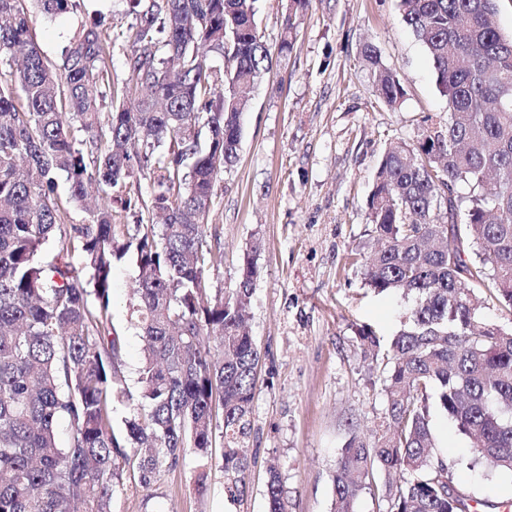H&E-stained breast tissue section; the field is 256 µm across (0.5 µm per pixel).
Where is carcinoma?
Returning a JSON list of instances; mask_svg holds the SVG:
<instances>
[{
	"label": "carcinoma",
	"mask_w": 512,
	"mask_h": 512,
	"mask_svg": "<svg viewBox=\"0 0 512 512\" xmlns=\"http://www.w3.org/2000/svg\"><path fill=\"white\" fill-rule=\"evenodd\" d=\"M48 16L83 0H35ZM132 22L96 14L47 61L34 41L26 0H0V512H110L116 488L150 489L189 454L206 486L216 436L231 498L246 492L247 434L259 346L245 325L256 270L247 262L229 294L210 277L224 263L209 224L215 185L238 156L247 89L269 49L251 0H126ZM292 0L278 51L292 49ZM423 42L449 112L416 145L382 157L368 199L369 256L355 250L377 293L416 299L407 326L387 344L358 331L364 357L386 372L388 402L377 442L358 435L333 475V512H353L374 472L386 512H487L498 504L466 492L448 501L453 471L432 463L433 409L473 440L467 466L512 476V327L469 316L475 290L512 308V37L496 0H401ZM227 58L224 69L201 48ZM124 52L130 84L117 88L107 59ZM374 92L399 106V75L366 44ZM109 111L103 112L104 103ZM151 181L149 201L127 190L132 160ZM69 201L107 188L83 224ZM480 193L457 222L455 188ZM147 209L163 223H117ZM59 251L39 260L49 238ZM78 247L86 276L63 259ZM475 254L471 259L469 254ZM132 256L138 275L130 322L142 342L138 393L125 374V336L112 323L114 271ZM130 403L121 431L114 404ZM67 420L70 445L57 442ZM411 479L397 482L392 474ZM267 512H285L279 473L266 483Z\"/></svg>",
	"instance_id": "1"
}]
</instances>
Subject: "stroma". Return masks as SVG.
<instances>
[{"label": "stroma", "mask_w": 512, "mask_h": 512, "mask_svg": "<svg viewBox=\"0 0 512 512\" xmlns=\"http://www.w3.org/2000/svg\"><path fill=\"white\" fill-rule=\"evenodd\" d=\"M290 0H254L258 31L272 64L243 116L239 156L215 186L210 222L224 265L215 286L237 288L245 261L256 268L249 330L261 349L250 430L246 492L231 499L221 472L205 491L186 459L146 491H117L111 512H266L265 487L277 467L286 512H332V475L351 435L371 436L386 416L382 370L361 353L357 331L390 338L413 302L379 294L350 265L352 248H370L367 200L378 164L394 143H414L423 119L448 110L424 45L406 27L400 0H309L296 18L288 55L278 43ZM33 37L59 56L85 13L54 17L33 10ZM400 76L406 95L390 110L372 88L363 44ZM132 260L114 273L112 322L126 340V374L136 383L142 343L127 326ZM435 455L454 462L456 483L502 501L508 480L467 468L471 443L434 412Z\"/></svg>", "instance_id": "obj_1"}]
</instances>
